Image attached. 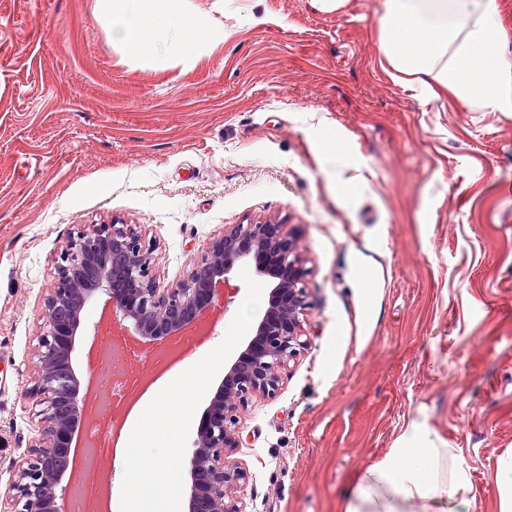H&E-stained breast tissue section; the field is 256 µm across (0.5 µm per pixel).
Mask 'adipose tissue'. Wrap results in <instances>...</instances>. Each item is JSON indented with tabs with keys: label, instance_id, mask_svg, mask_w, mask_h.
I'll return each instance as SVG.
<instances>
[{
	"label": "adipose tissue",
	"instance_id": "obj_1",
	"mask_svg": "<svg viewBox=\"0 0 512 512\" xmlns=\"http://www.w3.org/2000/svg\"><path fill=\"white\" fill-rule=\"evenodd\" d=\"M95 12L114 43L158 57L193 56L210 26L182 0H96ZM499 14V0H383L378 48L423 103L449 94L473 111L512 112ZM468 483L462 460L416 426L353 483L343 512H471Z\"/></svg>",
	"mask_w": 512,
	"mask_h": 512
}]
</instances>
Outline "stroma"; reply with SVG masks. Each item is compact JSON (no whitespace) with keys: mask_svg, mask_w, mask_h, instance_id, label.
Returning <instances> with one entry per match:
<instances>
[{"mask_svg":"<svg viewBox=\"0 0 512 512\" xmlns=\"http://www.w3.org/2000/svg\"><path fill=\"white\" fill-rule=\"evenodd\" d=\"M96 0H0V485L36 435L25 391L54 267L76 225H138L160 286L228 224L296 235L308 345L240 413L249 512H341L352 478L410 425L469 468L472 512H500L512 453V112L425 105L377 45L382 0H187L226 35L187 62L135 56ZM340 142L343 171L324 158ZM238 306L268 294L237 267ZM152 386L131 422L170 457L106 460L114 482L179 499L196 428L245 332L238 313ZM167 398L168 415L152 405ZM178 443V428L174 426L165 437L164 440L153 441L143 448H139V452L147 459H153L164 456L168 453L175 451ZM496 486L500 495L501 512L512 511V454L501 458L496 472Z\"/></svg>","mask_w":512,"mask_h":512,"instance_id":"1","label":"stroma"}]
</instances>
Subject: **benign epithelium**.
I'll return each instance as SVG.
<instances>
[{"instance_id": "1", "label": "benign epithelium", "mask_w": 512, "mask_h": 512, "mask_svg": "<svg viewBox=\"0 0 512 512\" xmlns=\"http://www.w3.org/2000/svg\"><path fill=\"white\" fill-rule=\"evenodd\" d=\"M153 246L133 224H84L73 232L55 267L37 336L34 384L26 391L37 418L28 457L15 466L0 503L9 512H66V454L79 422L84 377L72 355L86 335L84 309L104 299L113 329L162 350L239 292L233 272L243 260L271 280L267 307L250 339L225 367L197 430L189 461L186 512H247L245 468L229 460L246 438L239 410L256 395L272 396L280 372L306 346L300 316L308 308L305 269L292 230L283 224H226L176 286L161 288L151 275Z\"/></svg>"}]
</instances>
